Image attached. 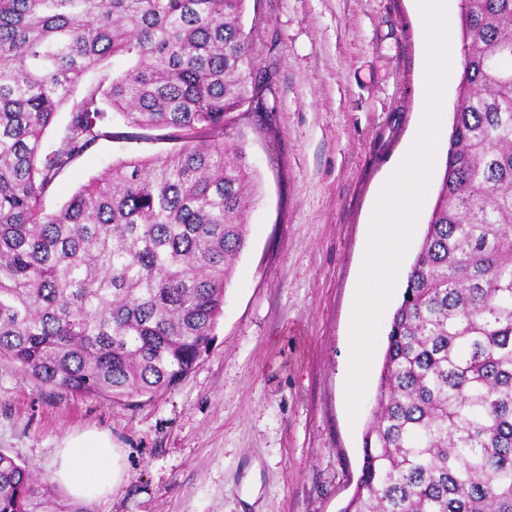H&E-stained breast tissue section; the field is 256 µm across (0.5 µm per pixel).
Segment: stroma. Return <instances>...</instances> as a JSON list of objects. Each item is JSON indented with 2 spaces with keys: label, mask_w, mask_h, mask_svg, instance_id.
Returning a JSON list of instances; mask_svg holds the SVG:
<instances>
[{
  "label": "stroma",
  "mask_w": 512,
  "mask_h": 512,
  "mask_svg": "<svg viewBox=\"0 0 512 512\" xmlns=\"http://www.w3.org/2000/svg\"><path fill=\"white\" fill-rule=\"evenodd\" d=\"M243 24L275 110L241 124L255 198L210 350L118 403L0 360L1 452L48 478L65 437L111 436L123 476L89 512H341L355 490L386 336L349 418L350 322L379 189L417 134L425 31L413 0H247ZM106 130L45 211L112 163L174 148Z\"/></svg>",
  "instance_id": "35a3bbf8"
}]
</instances>
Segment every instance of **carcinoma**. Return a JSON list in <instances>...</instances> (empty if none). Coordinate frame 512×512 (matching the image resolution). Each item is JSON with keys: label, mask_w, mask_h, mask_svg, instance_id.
I'll use <instances>...</instances> for the list:
<instances>
[{"label": "carcinoma", "mask_w": 512, "mask_h": 512, "mask_svg": "<svg viewBox=\"0 0 512 512\" xmlns=\"http://www.w3.org/2000/svg\"><path fill=\"white\" fill-rule=\"evenodd\" d=\"M245 2L0 0V359L39 385L151 397L209 350L249 234L234 113L274 111ZM460 30L457 118L341 512H512V0H460ZM109 108L179 147L46 212ZM0 512L87 510L0 452Z\"/></svg>", "instance_id": "1"}]
</instances>
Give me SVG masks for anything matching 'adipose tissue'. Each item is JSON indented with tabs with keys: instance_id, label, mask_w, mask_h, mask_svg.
Wrapping results in <instances>:
<instances>
[{
	"instance_id": "obj_1",
	"label": "adipose tissue",
	"mask_w": 512,
	"mask_h": 512,
	"mask_svg": "<svg viewBox=\"0 0 512 512\" xmlns=\"http://www.w3.org/2000/svg\"><path fill=\"white\" fill-rule=\"evenodd\" d=\"M57 458L53 478L75 501L104 495L121 475L112 441L103 433L64 438Z\"/></svg>"
}]
</instances>
